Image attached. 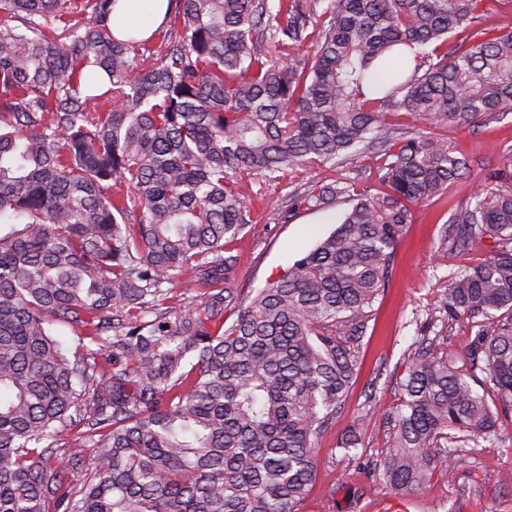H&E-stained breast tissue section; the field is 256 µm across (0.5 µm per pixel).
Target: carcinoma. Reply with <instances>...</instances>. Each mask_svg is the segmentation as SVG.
<instances>
[{
	"label": "carcinoma",
	"instance_id": "carcinoma-1",
	"mask_svg": "<svg viewBox=\"0 0 512 512\" xmlns=\"http://www.w3.org/2000/svg\"><path fill=\"white\" fill-rule=\"evenodd\" d=\"M496 2L167 0L149 36L118 38L116 0H0V512H302L412 210L470 172L430 127L512 110V30L485 27ZM362 148L378 188L292 194L284 219L350 208L241 296L237 175ZM485 180L450 211V244L494 247L446 279L442 311L497 324L465 369L411 350L381 451L404 494L454 479L512 414L511 148ZM54 324L78 330L75 350ZM80 423L94 455L74 481L84 461L55 445ZM341 444L357 456V427Z\"/></svg>",
	"mask_w": 512,
	"mask_h": 512
}]
</instances>
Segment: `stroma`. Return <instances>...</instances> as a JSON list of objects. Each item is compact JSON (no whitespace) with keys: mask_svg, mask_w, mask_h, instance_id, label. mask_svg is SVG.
<instances>
[{"mask_svg":"<svg viewBox=\"0 0 512 512\" xmlns=\"http://www.w3.org/2000/svg\"><path fill=\"white\" fill-rule=\"evenodd\" d=\"M444 134L449 146L469 159L471 176L416 214L395 248L392 277L373 307L361 340L360 368L345 411L318 440L317 478L304 512H379L381 504L395 500V492L373 469L391 432L387 415L399 404L398 383L407 371L408 349L417 338V325L438 315L443 277L479 264L492 245L487 239L460 252L443 248L451 208L479 187L504 148H512V112L493 120L477 119L466 131L451 125ZM379 163L376 154L363 153L347 166H316L275 183L256 175L246 177L251 222L234 243L239 256L237 287L246 294L264 287L328 236L349 207L344 200L322 211L303 209L286 221L280 212L290 192L348 178L372 186ZM359 417L365 420L361 431L364 456L355 462L345 456L339 443ZM499 432L501 443L458 460L454 482L437 477L411 495L409 512H512V486L504 482L505 475L512 474V421L502 420Z\"/></svg>","mask_w":512,"mask_h":512,"instance_id":"1","label":"stroma"}]
</instances>
